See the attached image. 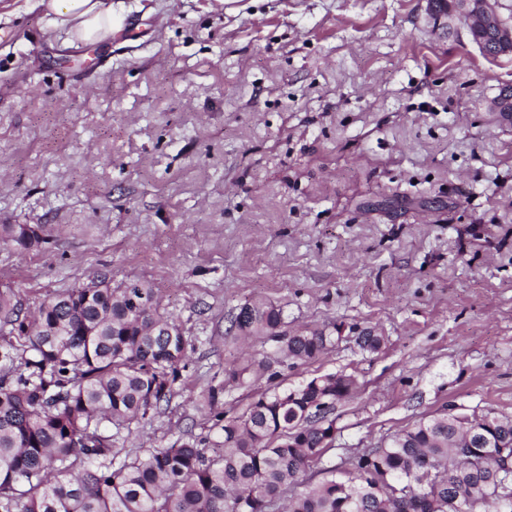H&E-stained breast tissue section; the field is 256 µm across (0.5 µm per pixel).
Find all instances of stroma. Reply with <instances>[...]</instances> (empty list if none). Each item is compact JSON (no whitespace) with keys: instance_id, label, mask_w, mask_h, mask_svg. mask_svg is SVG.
<instances>
[{"instance_id":"35a3bbf8","label":"stroma","mask_w":512,"mask_h":512,"mask_svg":"<svg viewBox=\"0 0 512 512\" xmlns=\"http://www.w3.org/2000/svg\"><path fill=\"white\" fill-rule=\"evenodd\" d=\"M113 2L121 36L70 44L37 0H0V224L50 234L0 244V288L29 311L102 275L154 289L188 367L126 449L211 435L210 381L230 416L267 388L224 379L276 349L229 331L253 298L342 329L281 386L359 382L307 481L446 408L512 416V126L492 109L512 55L427 0Z\"/></svg>"}]
</instances>
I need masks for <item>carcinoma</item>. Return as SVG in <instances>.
I'll return each mask as SVG.
<instances>
[{"label": "carcinoma", "instance_id": "1", "mask_svg": "<svg viewBox=\"0 0 512 512\" xmlns=\"http://www.w3.org/2000/svg\"><path fill=\"white\" fill-rule=\"evenodd\" d=\"M22 224H0L19 243ZM66 288L31 318L0 288V512H512V480L485 445L512 455V417L488 411L467 438L469 415L422 417L357 456L351 468L305 481L329 449L328 414L357 380L326 374L250 395L224 413V382L203 392L219 441L190 437L140 455L116 444L169 405L186 365L182 328L145 282ZM282 309L244 303L231 320L242 337L281 343L276 360L310 362L332 343L322 330L288 333ZM270 357L224 367L240 385Z\"/></svg>", "mask_w": 512, "mask_h": 512}]
</instances>
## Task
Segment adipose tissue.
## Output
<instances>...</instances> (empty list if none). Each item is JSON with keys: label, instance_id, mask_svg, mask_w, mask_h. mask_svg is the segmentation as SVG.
Instances as JSON below:
<instances>
[{"label": "adipose tissue", "instance_id": "adipose-tissue-1", "mask_svg": "<svg viewBox=\"0 0 512 512\" xmlns=\"http://www.w3.org/2000/svg\"><path fill=\"white\" fill-rule=\"evenodd\" d=\"M48 24L75 39L100 42L123 27L124 17L112 0H39Z\"/></svg>", "mask_w": 512, "mask_h": 512}]
</instances>
